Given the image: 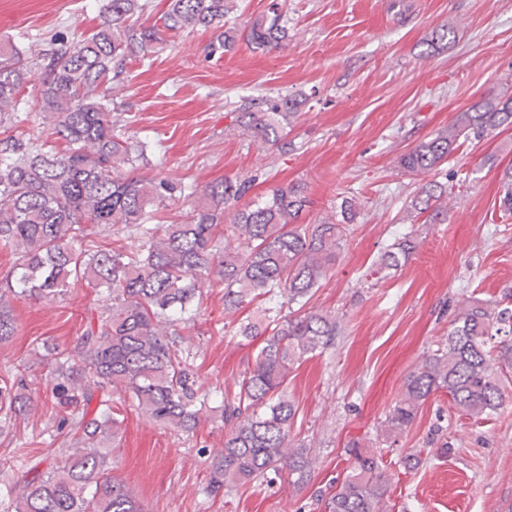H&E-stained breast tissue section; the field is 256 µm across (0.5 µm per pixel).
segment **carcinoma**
Wrapping results in <instances>:
<instances>
[{
  "label": "carcinoma",
  "mask_w": 512,
  "mask_h": 512,
  "mask_svg": "<svg viewBox=\"0 0 512 512\" xmlns=\"http://www.w3.org/2000/svg\"><path fill=\"white\" fill-rule=\"evenodd\" d=\"M151 0H105L103 21L72 42L62 33L24 50L0 42V247L14 263L0 278V343L16 334L9 299H51L84 280L112 296L106 316L78 343L79 358L66 349L51 355L54 425L70 428L73 452L52 467L14 479L0 512H141L126 487L111 475L112 449L136 412L166 429L196 434L207 413L224 422V448L209 466L212 498L254 483L267 472L288 473L300 489L314 477L316 459L291 439L296 408L288 398L295 366L334 345L336 317L318 310L282 313L306 305L336 265L347 236L344 224H303L310 200L304 187L281 182L241 206L259 176L224 179L192 191L169 179L134 175L147 144L132 141L112 120V93L102 85L121 81L129 61L145 57L174 36L194 29L216 31L209 53L232 51L238 40L255 50L282 46L288 31L279 3L239 33L224 28L229 0H168L151 25L138 22ZM41 74L40 115L64 144L42 134L14 132L31 75ZM297 101L286 98L272 114L245 108L237 122L271 145H288L285 126ZM512 128V97L485 98L458 114L455 124L414 145L399 158L408 173H427L444 163L460 137L481 139ZM446 190L426 183L409 208L439 215ZM183 200L182 224H157L166 203ZM415 245L409 238L381 255L377 271L398 269ZM224 283V309L255 302L257 322L235 335L262 339L238 391L210 406L183 356L181 330L196 326L203 281ZM512 370V310L479 298L460 302L444 346L409 374L390 408L385 427L399 434L411 427L425 402L448 394L460 414L481 419L504 403L501 376ZM33 407L31 381L21 374L0 382V436ZM349 471L324 502L326 512H385L390 477L375 451L353 440L346 446Z\"/></svg>",
  "instance_id": "carcinoma-1"
}]
</instances>
